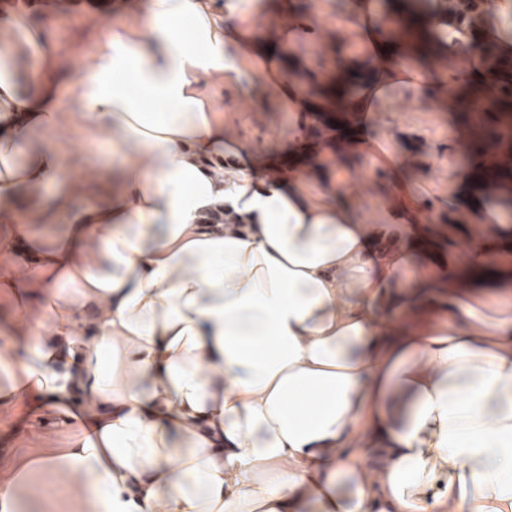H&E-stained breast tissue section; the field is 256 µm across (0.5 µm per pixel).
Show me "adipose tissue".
<instances>
[{"label": "adipose tissue", "mask_w": 512, "mask_h": 512, "mask_svg": "<svg viewBox=\"0 0 512 512\" xmlns=\"http://www.w3.org/2000/svg\"><path fill=\"white\" fill-rule=\"evenodd\" d=\"M245 0H146L141 23L111 30L93 61L54 68L53 44L13 19L0 52V287L36 302L15 316L0 358V405L47 404L82 431L20 461L0 512L42 469L75 478L87 512H512V318L492 317L508 281L467 221L480 193L459 183L441 223L457 259L448 287L428 271L440 248L417 227L407 190L394 224L359 218L362 190L340 191L304 143L257 158L224 137L213 76L251 96L290 69L284 35L251 23ZM372 46V88L411 81ZM48 61L28 66L30 52ZM263 61L241 70L240 56ZM349 65L299 71L288 106L352 113L319 149H373L370 95L329 94ZM70 86L69 98L56 93ZM81 127L123 152L120 175L62 176L41 130ZM234 153L213 176L207 160ZM315 189H308V182ZM234 211L237 224L209 222ZM38 221L62 223L52 241ZM404 240L381 258L373 242ZM421 266L399 276L410 261ZM76 286L74 294L62 284ZM89 404L76 406V396Z\"/></svg>", "instance_id": "ef3b65f1"}]
</instances>
